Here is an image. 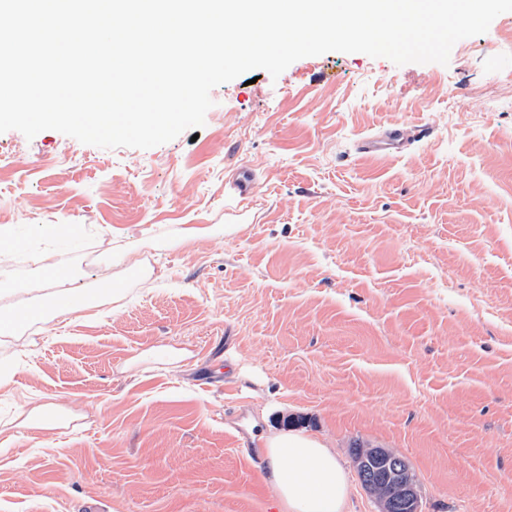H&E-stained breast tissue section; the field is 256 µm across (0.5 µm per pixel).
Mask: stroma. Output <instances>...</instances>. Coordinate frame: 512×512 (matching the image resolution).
I'll use <instances>...</instances> for the list:
<instances>
[{
  "mask_svg": "<svg viewBox=\"0 0 512 512\" xmlns=\"http://www.w3.org/2000/svg\"><path fill=\"white\" fill-rule=\"evenodd\" d=\"M211 97L146 150L0 133V228L26 241L0 310L47 264L125 284L0 336V512H276L282 431L350 473L355 446L400 453L421 512H512V12L445 65L331 51ZM396 123L428 135L358 153Z\"/></svg>",
  "mask_w": 512,
  "mask_h": 512,
  "instance_id": "35a3bbf8",
  "label": "stroma"
}]
</instances>
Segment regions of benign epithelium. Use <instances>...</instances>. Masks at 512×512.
I'll list each match as a JSON object with an SVG mask.
<instances>
[{
  "instance_id": "1",
  "label": "benign epithelium",
  "mask_w": 512,
  "mask_h": 512,
  "mask_svg": "<svg viewBox=\"0 0 512 512\" xmlns=\"http://www.w3.org/2000/svg\"><path fill=\"white\" fill-rule=\"evenodd\" d=\"M362 469L365 471L364 486L384 484L399 487L402 489L401 501L393 506L403 512H420L415 478L403 457L393 452L372 449L367 458L362 460ZM393 506L384 504L388 510Z\"/></svg>"
}]
</instances>
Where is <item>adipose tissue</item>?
I'll return each instance as SVG.
<instances>
[{
  "instance_id": "obj_1",
  "label": "adipose tissue",
  "mask_w": 512,
  "mask_h": 512,
  "mask_svg": "<svg viewBox=\"0 0 512 512\" xmlns=\"http://www.w3.org/2000/svg\"><path fill=\"white\" fill-rule=\"evenodd\" d=\"M42 278L55 281L56 292L37 296L23 311L0 314V335L89 308L86 296L72 289L79 279L78 266H44ZM263 476L276 498L278 512H343L351 494V483L335 453L319 439L299 433H282L265 441Z\"/></svg>"
}]
</instances>
